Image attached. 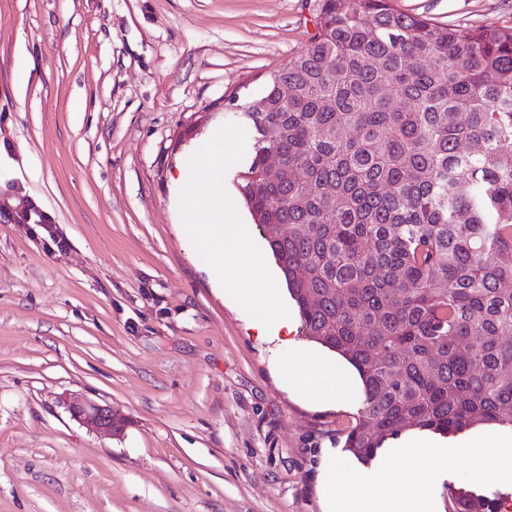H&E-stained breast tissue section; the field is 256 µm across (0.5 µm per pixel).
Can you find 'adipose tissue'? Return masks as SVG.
<instances>
[{"label":"adipose tissue","mask_w":512,"mask_h":512,"mask_svg":"<svg viewBox=\"0 0 512 512\" xmlns=\"http://www.w3.org/2000/svg\"><path fill=\"white\" fill-rule=\"evenodd\" d=\"M224 139L207 142L198 156L179 171L178 182L186 199L182 211L197 245L205 249L216 281L224 279V246L236 242L243 227L238 216L224 207ZM250 288L238 292L240 302L254 310L252 327L257 336L277 338L290 354L282 369L289 385L300 390L315 403L332 404L357 385V376L347 367L308 349L295 331V319L276 299L267 270L260 258H247L243 267ZM469 452L473 477L481 479L486 468H493L499 480L512 484V436L490 438L483 434L446 447L408 442L400 450L410 460L408 467H391L370 483L357 481L349 469L332 471L328 483L343 490L341 497L329 498L326 512H434L433 501L426 492L396 500L395 493L406 482H419L428 462L442 461L457 451Z\"/></svg>","instance_id":"1"}]
</instances>
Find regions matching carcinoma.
Instances as JSON below:
<instances>
[{
  "mask_svg": "<svg viewBox=\"0 0 512 512\" xmlns=\"http://www.w3.org/2000/svg\"><path fill=\"white\" fill-rule=\"evenodd\" d=\"M240 109L241 197L305 336L363 383L343 452L368 462L407 429L512 426V30L319 0L306 48Z\"/></svg>",
  "mask_w": 512,
  "mask_h": 512,
  "instance_id": "obj_1",
  "label": "carcinoma"
}]
</instances>
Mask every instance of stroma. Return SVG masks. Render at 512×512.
Masks as SVG:
<instances>
[{
    "label": "stroma",
    "mask_w": 512,
    "mask_h": 512,
    "mask_svg": "<svg viewBox=\"0 0 512 512\" xmlns=\"http://www.w3.org/2000/svg\"><path fill=\"white\" fill-rule=\"evenodd\" d=\"M440 24L512 28V0H394ZM318 0H0V512H325L326 470L371 466L339 445L363 391L306 401L286 353L210 276L182 222L176 175L223 134L224 205L245 229L224 262L267 254L235 179L251 134L228 122L304 50ZM31 72L13 86L17 59ZM35 205L51 220L15 223ZM63 236L58 249L52 235ZM87 397L128 426L104 438L65 405ZM471 457L427 466L491 504L512 484Z\"/></svg>",
    "instance_id": "obj_1"
}]
</instances>
